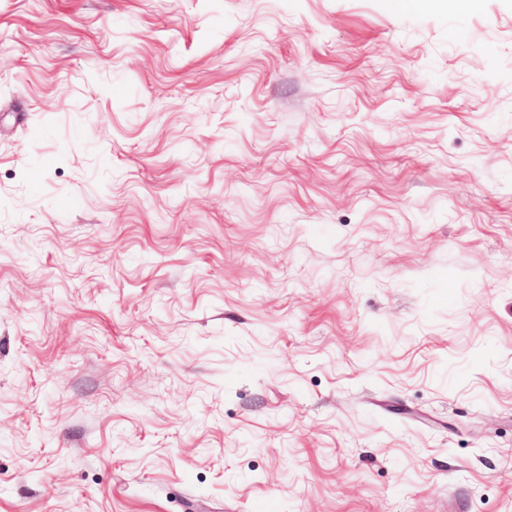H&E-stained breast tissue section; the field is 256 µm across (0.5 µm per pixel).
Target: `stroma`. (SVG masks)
<instances>
[{
    "mask_svg": "<svg viewBox=\"0 0 512 512\" xmlns=\"http://www.w3.org/2000/svg\"><path fill=\"white\" fill-rule=\"evenodd\" d=\"M0 512H512V0H0Z\"/></svg>",
    "mask_w": 512,
    "mask_h": 512,
    "instance_id": "1",
    "label": "stroma"
}]
</instances>
